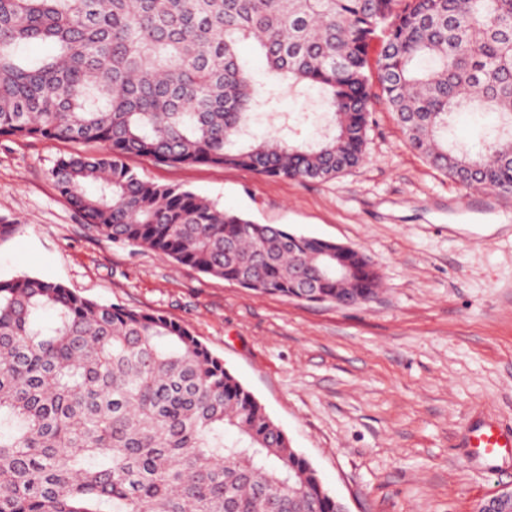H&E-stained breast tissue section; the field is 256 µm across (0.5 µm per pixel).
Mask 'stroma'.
I'll list each match as a JSON object with an SVG mask.
<instances>
[{"instance_id":"obj_1","label":"stroma","mask_w":512,"mask_h":512,"mask_svg":"<svg viewBox=\"0 0 512 512\" xmlns=\"http://www.w3.org/2000/svg\"><path fill=\"white\" fill-rule=\"evenodd\" d=\"M275 89L252 133L284 116L296 140L315 139L326 113L318 89ZM73 150L0 137V217L20 224L0 243V278L59 281L188 326L349 512H476L512 490V456L488 461L463 444L487 424L512 432V193L430 166L381 100L365 161L328 182L126 157L149 180L363 251L383 287L339 307L257 294L88 230L50 175Z\"/></svg>"}]
</instances>
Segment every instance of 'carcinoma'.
<instances>
[{
	"label": "carcinoma",
	"instance_id": "1",
	"mask_svg": "<svg viewBox=\"0 0 512 512\" xmlns=\"http://www.w3.org/2000/svg\"><path fill=\"white\" fill-rule=\"evenodd\" d=\"M382 39L376 60L374 41ZM317 87L320 139H263L239 63ZM49 42L56 54L31 60ZM376 65L409 147L463 185L512 193V0H0V137L79 146L51 176L100 235L302 302L372 301L361 252L226 210L124 163L331 181L365 160ZM500 124L474 152L456 116ZM349 275L336 280V254ZM345 512L254 394L184 324L0 279V512ZM239 56L257 87L267 89L270 86V80L258 49L249 42L243 43L239 47Z\"/></svg>",
	"mask_w": 512,
	"mask_h": 512
}]
</instances>
